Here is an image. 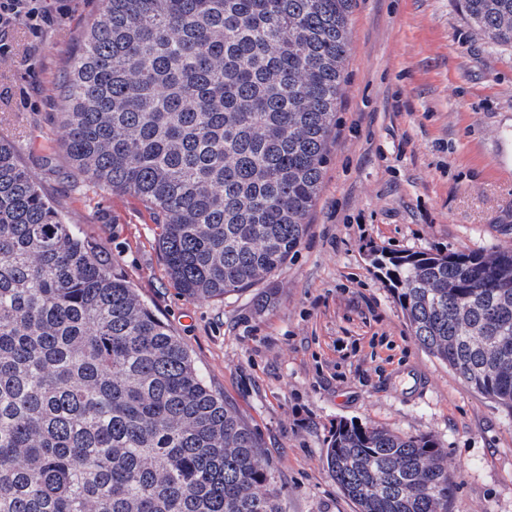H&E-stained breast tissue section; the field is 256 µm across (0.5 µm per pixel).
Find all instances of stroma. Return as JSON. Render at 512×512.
Masks as SVG:
<instances>
[{"instance_id": "1", "label": "stroma", "mask_w": 512, "mask_h": 512, "mask_svg": "<svg viewBox=\"0 0 512 512\" xmlns=\"http://www.w3.org/2000/svg\"><path fill=\"white\" fill-rule=\"evenodd\" d=\"M61 5L52 28L8 34L0 134L256 429L282 512H353L325 462L341 421L432 436L456 476L452 512H512V415L414 341L370 261L381 250L512 246V47L474 28L460 0H353L322 188L263 310L251 290L182 295L149 212L74 173L55 86L102 0Z\"/></svg>"}]
</instances>
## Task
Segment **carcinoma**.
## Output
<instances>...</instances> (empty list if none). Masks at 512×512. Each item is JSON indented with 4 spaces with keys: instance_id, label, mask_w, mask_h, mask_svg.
Returning a JSON list of instances; mask_svg holds the SVG:
<instances>
[{
    "instance_id": "1",
    "label": "carcinoma",
    "mask_w": 512,
    "mask_h": 512,
    "mask_svg": "<svg viewBox=\"0 0 512 512\" xmlns=\"http://www.w3.org/2000/svg\"><path fill=\"white\" fill-rule=\"evenodd\" d=\"M352 0H103L59 95L72 168L140 202L173 286L221 300L298 252ZM512 45V0H462ZM410 335L512 414V248L381 251ZM429 435L340 422L356 512H449ZM0 512H282L261 441L0 136Z\"/></svg>"
}]
</instances>
